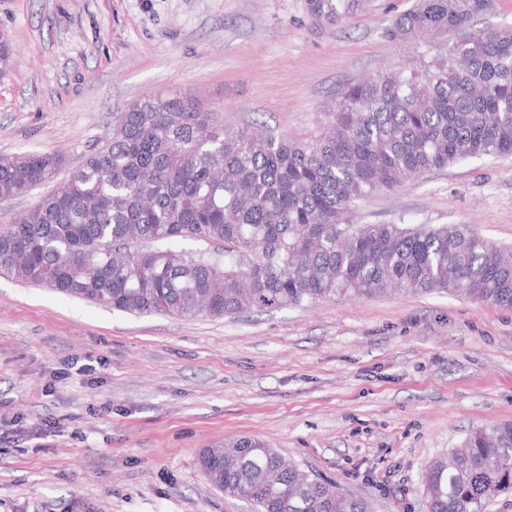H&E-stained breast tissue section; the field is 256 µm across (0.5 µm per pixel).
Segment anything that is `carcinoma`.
I'll return each instance as SVG.
<instances>
[{
  "instance_id": "obj_1",
  "label": "carcinoma",
  "mask_w": 512,
  "mask_h": 512,
  "mask_svg": "<svg viewBox=\"0 0 512 512\" xmlns=\"http://www.w3.org/2000/svg\"><path fill=\"white\" fill-rule=\"evenodd\" d=\"M493 0H417L384 30L431 47L419 65L349 83L309 139L224 126L202 104L147 97L13 223L0 271L133 315L232 318L388 289L512 308V249L465 224H356L353 207L469 158L512 156V26L470 30ZM357 0H307L339 22ZM54 153L0 157V202L51 181ZM195 239L213 252L183 253ZM212 484L256 512H371L368 500L241 438L202 452ZM512 490V423L470 432L424 470L427 512H486Z\"/></svg>"
}]
</instances>
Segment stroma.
I'll return each mask as SVG.
<instances>
[{"label": "stroma", "instance_id": "stroma-1", "mask_svg": "<svg viewBox=\"0 0 512 512\" xmlns=\"http://www.w3.org/2000/svg\"><path fill=\"white\" fill-rule=\"evenodd\" d=\"M415 0L320 23L307 0H0V156L66 177L118 112L198 101L226 125L306 137L346 84L416 57L383 30ZM362 224H468L512 247V157L471 158L359 201ZM95 377H56L68 359ZM512 422V309L388 293L229 319L134 317L0 274V512H250L203 449L259 439L363 497L427 512L420 478Z\"/></svg>", "mask_w": 512, "mask_h": 512}]
</instances>
